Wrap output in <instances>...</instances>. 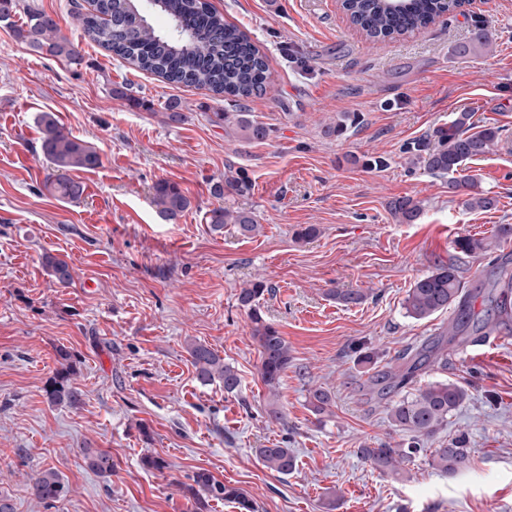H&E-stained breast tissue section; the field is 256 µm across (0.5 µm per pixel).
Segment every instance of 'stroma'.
Returning a JSON list of instances; mask_svg holds the SVG:
<instances>
[{
    "mask_svg": "<svg viewBox=\"0 0 512 512\" xmlns=\"http://www.w3.org/2000/svg\"><path fill=\"white\" fill-rule=\"evenodd\" d=\"M34 2L80 59L38 54L0 27V496L14 512H190L181 486L201 469L241 489L257 512H330L331 500L332 512H512V332L486 352L449 345L447 369L419 371L413 382L465 387L467 400L427 445L465 435L470 470L443 474L418 457L399 479L356 454L406 439L388 417L398 394L370 383L373 368L396 366L399 352L446 333L456 317L452 309L406 317L414 281L458 262L474 312L488 306L493 255L458 258L454 241L512 224V0H468L427 29L384 43L354 28L338 0H211L268 59L273 81L247 103L271 129L261 142L210 121L233 111V101L170 86L99 48L70 0ZM481 29L488 42L477 40ZM117 84L143 106L113 98ZM173 98L188 119L166 126L157 114ZM42 112L101 155L99 167L77 173L79 199H57L45 187ZM457 112L501 130L502 146L467 165L497 197L495 209H468L447 179L411 162L412 143ZM350 113L360 117L355 127L325 135ZM371 157L384 167L367 168ZM231 170L252 182L235 205L254 213L256 236L205 222L218 204L211 187ZM162 179L191 200L173 221L151 204ZM400 197L420 202L414 223L392 217ZM307 224L318 235L296 241ZM46 253L70 264L69 286L47 274ZM259 279L270 287L265 318L292 358L277 398L280 423L267 415L259 352L238 302L240 289ZM336 288L365 298L338 302ZM194 342L235 368L239 393L197 380ZM61 346L76 364V407L46 394ZM363 352L375 365L360 362ZM319 386L335 395L320 419L307 405ZM276 444L294 452L293 474L258 457ZM87 448L111 455V473L87 467ZM146 454L166 469L144 470ZM47 467L64 484L49 504L27 489Z\"/></svg>",
    "mask_w": 512,
    "mask_h": 512,
    "instance_id": "1",
    "label": "stroma"
}]
</instances>
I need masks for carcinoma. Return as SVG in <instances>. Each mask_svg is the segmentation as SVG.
Returning <instances> with one entry per match:
<instances>
[{"label":"carcinoma","instance_id":"cac0c4a2","mask_svg":"<svg viewBox=\"0 0 512 512\" xmlns=\"http://www.w3.org/2000/svg\"><path fill=\"white\" fill-rule=\"evenodd\" d=\"M71 2L76 18L90 40L169 84L206 87L218 95L233 98L241 108L247 99L265 92L270 83L266 56L247 33L225 22L221 14L212 10L207 0H155L150 6L143 4V0H95L90 13L80 12L77 0ZM460 6V0H403L397 8L389 6L386 0H341L350 23L373 42L392 40L425 29L436 19L456 12ZM155 13L167 18L168 29L162 31L154 27L151 16ZM18 15L23 16L20 25L14 21ZM0 23L13 32L16 40L35 52L69 61L79 59L74 45L59 35L56 20L29 0H0ZM158 116L165 124L187 119L184 105L178 99L170 100L166 111ZM212 121L224 126L225 133H234L249 141H261L269 134V128L252 119L249 112H215ZM38 124L40 149L51 168L45 188L59 199L80 197L84 187L71 173L98 167L101 156L97 149L65 130L52 112L39 113ZM499 143V129L489 127L474 132L471 113L457 112L448 127L436 130L432 140L417 144L416 163L431 175L448 178V189L466 192L468 208L490 210L496 207L497 199L487 193H470L475 182L459 174V170L467 161L488 153ZM251 188L248 177L239 173L215 184L213 194L228 199L244 195ZM151 203L158 215L167 221L176 219L190 207L188 197L177 184L168 180H159L153 185ZM420 212V203L410 197L399 198L392 205L394 218L402 224L413 223ZM206 223L214 231L233 224L244 237L260 231L252 213L227 204L207 211ZM508 238H512V225L501 224L490 239L470 235L458 237L454 249L469 257L487 255L499 247L501 240ZM497 260L499 272L494 287L500 289V293L490 302L499 314L506 316L512 310V262L507 255L499 256ZM43 264L55 282L68 285L72 281V268L66 260L47 254ZM267 292L269 288L264 281H253L241 289L238 300L248 310L251 334L259 348V374L270 395L268 417L280 421L283 412L277 394L291 357L284 336L262 314L260 300ZM470 298L458 268L443 264L413 283L403 309L407 317L421 320L455 305L457 319L451 335L484 336L496 329L500 321L494 318L471 321ZM441 344L442 340L437 339L424 347L406 349L399 355L402 363L383 372L381 381L402 389L422 369L430 366L448 368V354ZM189 355L200 383L207 385L217 379L224 383V392H239L241 379L238 373L213 349L192 343ZM57 362L59 368L47 390L49 399L56 404L75 407L81 402V392L68 384L72 368L70 351L59 348ZM467 397L464 387L449 382H432L401 396L390 406L389 419L392 426L407 434L406 446L394 448L381 442L375 448L357 449L356 455L384 474H400L401 464L426 451L425 441L448 425V417ZM307 403L314 415L321 416L330 412L333 396L331 391L318 387L309 391ZM257 454L265 467L278 474L289 475L296 469V456L289 448L279 445L259 448ZM84 459L88 468L95 472H112V456L105 451L87 448ZM430 464L445 474L463 473L471 466L470 451L465 448L463 439L455 438L433 449ZM182 489L193 499L195 512H206L213 500L233 502L239 512H255L252 500L240 489L217 480L206 470L195 472L191 483L183 484ZM28 490L33 498L47 502L60 497L64 485L58 472L49 467L31 477Z\"/></svg>","mask_w":512,"mask_h":512}]
</instances>
